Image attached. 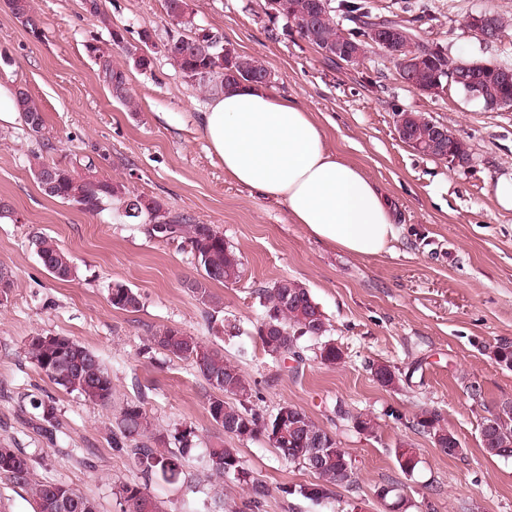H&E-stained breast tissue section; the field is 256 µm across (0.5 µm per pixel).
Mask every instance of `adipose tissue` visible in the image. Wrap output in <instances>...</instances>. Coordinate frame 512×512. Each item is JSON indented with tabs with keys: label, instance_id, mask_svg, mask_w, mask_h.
Masks as SVG:
<instances>
[{
	"label": "adipose tissue",
	"instance_id": "ef3b65f1",
	"mask_svg": "<svg viewBox=\"0 0 512 512\" xmlns=\"http://www.w3.org/2000/svg\"><path fill=\"white\" fill-rule=\"evenodd\" d=\"M211 154L236 183L284 201L293 223L358 256L389 252L388 199L373 179L329 149L319 122L261 84L230 89L200 115Z\"/></svg>",
	"mask_w": 512,
	"mask_h": 512
}]
</instances>
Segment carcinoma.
<instances>
[{
	"instance_id": "cac0c4a2",
	"label": "carcinoma",
	"mask_w": 512,
	"mask_h": 512,
	"mask_svg": "<svg viewBox=\"0 0 512 512\" xmlns=\"http://www.w3.org/2000/svg\"><path fill=\"white\" fill-rule=\"evenodd\" d=\"M166 15L175 26L168 38L165 50L173 66L186 78L198 83L213 94L224 92L229 87L243 84L261 83L269 74L268 68L257 58L239 53L226 40L216 45H206L194 37L196 22L189 11L188 0H164ZM318 0H265L266 15L272 20L285 21V27L294 30L307 44L320 50L326 45L338 42L345 45L363 46L365 53H371L368 43V25L372 20L402 27L410 31L423 49L425 59L420 70L412 78L416 85L432 83L435 73L448 65L444 51L420 34L419 28L397 13L378 15L371 10L367 0H328V17L321 22L317 36L312 38L303 30L301 20L313 12ZM7 6L14 17L24 26L31 39L40 41L44 37L42 21L37 18L33 0H7ZM112 44L120 48L127 60L140 70L152 65L149 45L145 39L131 44L125 40L124 31H111ZM497 64H486L478 74L483 95L488 98L511 97L512 85L498 79ZM103 73L111 86L112 94L126 105L132 99L128 92L125 72L104 61ZM15 103L20 119L33 133L45 128L44 114L33 100L28 90L22 86L15 89ZM397 116L403 118L407 138L424 142L432 135L433 119L421 112L396 109ZM33 171L39 177L51 172V187L43 191L47 197L73 204L87 213H96L112 200L122 205L125 218L137 224L149 225L148 233L155 238L159 229L170 231L169 239L182 240L190 246L199 277L186 281V288L204 306L215 314L220 302L211 293L209 284L224 282L234 284L243 275V262L225 242L224 235L209 224H193L189 217L172 212L155 199H146L126 190L122 185L109 179L97 177H77L67 165L47 163L34 156ZM32 244L44 268L57 280L68 282L77 272L73 256L47 236H35ZM265 313L256 326V335L263 351L276 361H284L288 356L302 359L300 342L306 338L320 339L329 332V324L324 313L314 301L310 291L302 283L282 278L265 288L257 289ZM109 302L113 308L133 312L140 307L138 292L121 283L113 284L109 292ZM273 327L269 333L267 327ZM160 346L164 353L178 359L192 360L205 386L211 391L208 398V413L220 427L231 423L236 433L231 440L248 441L259 435L267 438L275 448L279 458L309 470L315 480L298 487H280L282 496H301L312 502H322L333 496L334 488L351 481L354 472L352 458L341 448L334 436L317 424L303 409L294 405H283L276 413L266 416L251 405V398L258 395L256 384L235 365L226 363L224 354L199 338L177 329L165 326L155 330L148 339L147 348ZM30 362L56 386L69 393H77L84 401L99 406L112 402V379L97 354L68 336L37 335L28 341ZM316 358L326 365H337L343 359V352L335 343L327 340L320 343ZM32 407L39 411L42 424L39 430L47 438H53L58 423L56 409L51 400H34ZM501 406L490 412L486 421L491 423V432L482 447L492 457L512 459V411L500 413ZM297 417L300 423L298 433L288 435L286 442H273L270 428L282 412ZM336 418L352 423L358 432L373 435L376 423L367 414L353 413L342 405L334 408ZM414 426L418 432L430 437L437 435L449 440L445 448H460L462 443L448 430L442 414L436 409H424L416 415ZM190 433L178 439L179 447L167 445L164 434L153 427V423L143 404L128 402L119 411L112 430V449L134 461L147 478L161 477L169 484H179L186 480L184 463L191 455ZM324 438L327 446L313 448L310 441ZM399 467L407 472L415 471L419 464L416 452L408 444L395 449ZM197 463L202 473L216 481L231 477L247 487L244 508L247 512H263L270 489L258 479L250 478L242 466L238 448L219 439L213 442ZM5 475L18 486H27L35 503V512H88L87 503L95 500L76 493L62 483L31 482L30 460L15 448H0V475ZM119 496L123 499V512H161L157 501L145 488L125 484L120 487ZM203 512H228L224 502V486H219L214 494L206 496Z\"/></svg>"
}]
</instances>
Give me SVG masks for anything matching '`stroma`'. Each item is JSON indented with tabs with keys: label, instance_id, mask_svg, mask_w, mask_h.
<instances>
[{
	"label": "stroma",
	"instance_id": "35a3bbf8",
	"mask_svg": "<svg viewBox=\"0 0 512 512\" xmlns=\"http://www.w3.org/2000/svg\"><path fill=\"white\" fill-rule=\"evenodd\" d=\"M188 4L198 25L260 59L273 75L270 91L311 112L327 146L380 185L398 217L394 249L346 254L292 223L283 202L225 176L198 125L212 96L167 58L164 0H33L45 29L40 42L0 0V86L24 84L45 117L39 135L18 114L0 119V201L13 210L0 220V266L14 280L0 304V447L30 458L33 482L67 484L95 499L99 512H122L116 496L122 484L147 485L163 512L197 501L189 485L145 481L111 445L116 414L137 400L160 431L191 430L195 455L222 436L195 363L144 351L153 331L175 326L221 349L256 381L255 408L267 414L285 404L302 408L352 457V480L315 503L279 492L312 482V473L280 459L264 437L240 443L243 466L271 490L265 512H389L377 496L384 485L394 486L407 512H512V459L487 455L480 442L488 410L512 400V369L491 357L495 346L512 343V210L499 209L493 195L496 181L512 174V110L487 111L453 86L436 97L416 92L379 53L354 67L328 65L296 33L285 32L283 21L265 16L264 0ZM418 6L427 14L422 36L442 44L449 61L512 64V30L485 41L466 26L481 11L512 19V0H419ZM114 26L132 42L151 32L150 70L134 68L113 47ZM106 59L125 71L133 107L112 97L102 72ZM399 108L448 125L469 145L470 162L453 166L401 142ZM35 152L80 173L93 164L100 177L222 232L245 272L237 283H212L211 291L236 336L213 335L206 307L185 288L200 273L185 243L150 238L145 225L129 223L113 203L91 214L46 197L29 165ZM35 235L52 237L72 254V281H58L42 266L31 246ZM284 277L311 292L343 352L340 364L323 365L308 348L294 372L264 354L255 335L264 313L256 291ZM117 282L140 294L138 311L112 308L108 293ZM37 334L67 336L94 351L112 379L111 407L85 402L40 373L26 354ZM376 363L395 369L396 386L375 382ZM471 381L483 386L484 406L469 398ZM46 396L59 422L51 440L28 425L36 414L31 399ZM339 401L370 414L376 434L336 420ZM425 408L442 413L463 444L461 455L444 454L414 430ZM403 443L420 460L410 474L395 457Z\"/></svg>",
	"mask_w": 512,
	"mask_h": 512
}]
</instances>
